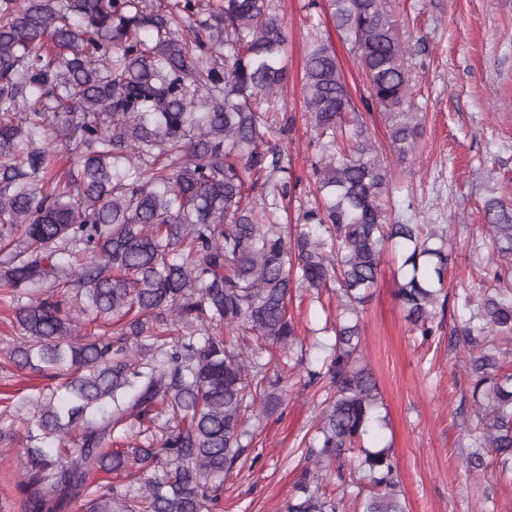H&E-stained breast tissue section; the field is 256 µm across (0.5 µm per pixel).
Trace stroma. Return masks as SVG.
I'll return each instance as SVG.
<instances>
[{
	"label": "stroma",
	"instance_id": "stroma-1",
	"mask_svg": "<svg viewBox=\"0 0 512 512\" xmlns=\"http://www.w3.org/2000/svg\"><path fill=\"white\" fill-rule=\"evenodd\" d=\"M308 0H276L288 27V80L284 94L294 119L284 149L290 171L302 182L283 216L294 223L313 199L309 167L314 132L305 115L301 78L309 49ZM403 40L408 41L414 104L424 136L404 164L408 216L415 224L449 225L446 286L478 284L486 249L483 202L512 201V0H393ZM323 30L336 51L354 104L367 83L349 43L340 40L328 8ZM397 266L385 262L362 313L360 361L384 399L385 424L377 442L390 445L399 466L408 512H512V478L488 468L467 475L460 462L473 411L463 363L447 338L463 310L449 299L439 342L422 345L396 297ZM309 391L288 382L279 413L267 421L252 448L259 460L224 482V512H284L302 462L299 444L312 425Z\"/></svg>",
	"mask_w": 512,
	"mask_h": 512
}]
</instances>
